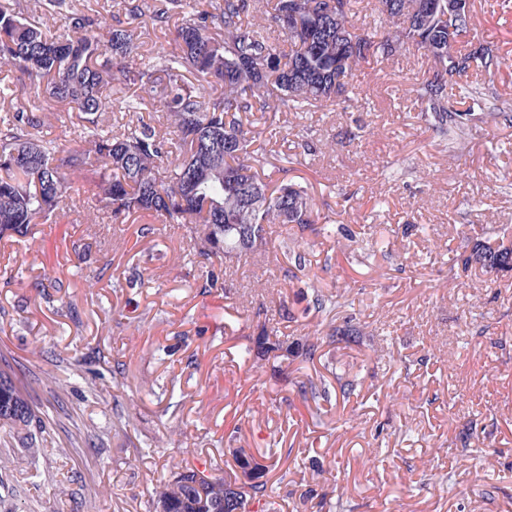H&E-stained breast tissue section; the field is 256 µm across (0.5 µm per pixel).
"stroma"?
Wrapping results in <instances>:
<instances>
[{
	"instance_id": "obj_1",
	"label": "stroma",
	"mask_w": 512,
	"mask_h": 512,
	"mask_svg": "<svg viewBox=\"0 0 512 512\" xmlns=\"http://www.w3.org/2000/svg\"><path fill=\"white\" fill-rule=\"evenodd\" d=\"M18 1L54 36L76 13L104 41L133 30L147 66L187 15L168 0H70L53 16L43 0L0 5ZM471 15L494 58L468 83L492 118L472 121L460 152L421 120L427 64L408 53L363 68L334 108L277 113L261 136L297 157L271 178L304 187L330 233L278 227L227 267L185 226L99 221L82 188L55 222L0 238V361L33 411L26 431L0 429V512H159L176 473L221 477L234 448L270 454L274 512H512V271L452 263L512 235V0H471ZM0 87V117L24 111L38 138L78 139L77 109L27 75L0 72ZM104 95V129L141 116L169 132L139 86ZM316 289L341 308L307 311ZM263 323L293 350L336 327L360 335L307 364L254 351ZM329 366L356 390L303 400L299 384Z\"/></svg>"
}]
</instances>
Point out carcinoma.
<instances>
[{
	"label": "carcinoma",
	"instance_id": "cac0c4a2",
	"mask_svg": "<svg viewBox=\"0 0 512 512\" xmlns=\"http://www.w3.org/2000/svg\"><path fill=\"white\" fill-rule=\"evenodd\" d=\"M356 0H275L272 19L287 35L288 50L267 40L249 20L265 4L223 0L215 12L198 11L177 30L172 50L160 65L144 69L132 53V33L114 29L104 43L90 16L72 18V34L54 37L28 21L21 6L0 9V71H20L42 83L49 98L77 109L82 130L73 145L61 148L36 137L25 112L0 118V233L25 234L30 225L48 222L74 184L92 177L100 209L115 220L134 214L157 215L174 224H191L200 237V254L232 263L265 240L273 224H296L314 232L316 220L303 188L270 185L261 177L275 166L252 149L260 130L243 129L237 112H295L306 104L328 105L347 90L355 72L382 63L399 50H414L432 64L418 83L424 104L421 119L453 152L468 135L471 112L448 106V90L459 81L439 82L448 64L461 60L467 70L490 66L488 50L472 46L470 0H375V10L391 21L387 32H365L351 23ZM224 25V39L209 32ZM194 76L190 81L186 74ZM139 85L167 110L182 159L159 177L163 142L144 123L111 135L99 132L106 110L103 91L112 83ZM221 87L224 95L205 99L201 87ZM456 261L468 267L512 270V244L475 243ZM339 305L332 295L313 290L305 311L327 312ZM266 355L285 351L266 327L252 338ZM321 339L308 340L295 356L305 363L322 357ZM320 383L299 385L302 396L329 397L335 387L347 395L355 380L332 373ZM31 409L10 373L0 369V427L29 424ZM269 464L248 485L247 499L267 496ZM198 484L188 469L160 493L166 512H225L224 498Z\"/></svg>",
	"mask_w": 512,
	"mask_h": 512
}]
</instances>
